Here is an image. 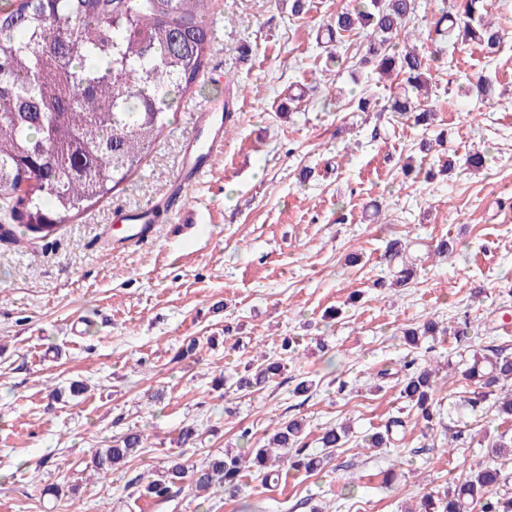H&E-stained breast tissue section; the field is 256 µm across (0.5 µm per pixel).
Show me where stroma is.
Returning a JSON list of instances; mask_svg holds the SVG:
<instances>
[{
	"instance_id": "35a3bbf8",
	"label": "stroma",
	"mask_w": 512,
	"mask_h": 512,
	"mask_svg": "<svg viewBox=\"0 0 512 512\" xmlns=\"http://www.w3.org/2000/svg\"><path fill=\"white\" fill-rule=\"evenodd\" d=\"M351 0H211L213 52L196 91L180 99L158 149L119 192L44 239L0 238V512H405L443 491L460 461L491 464L502 427L469 416L474 440L449 454L444 427L407 425L398 448H363L402 402L407 355L438 368L433 398L447 411L467 385L451 363L469 348L512 351V0H490L503 32L499 51L473 43L432 44L431 20L461 0H416L409 30L430 61L431 125L387 112L399 76L378 79L362 64L353 34L327 63L320 25ZM492 78L487 104L461 88ZM242 87L224 151L188 192L186 214L166 213L144 244L110 249L124 214L164 200L175 179L194 107ZM302 91L289 102L290 90ZM369 99L370 111L357 108ZM485 165L468 167L472 152ZM194 224L185 233L181 223ZM453 242L438 255L441 239ZM401 240L416 264L413 282L385 289V257ZM433 319H466L472 344L403 332ZM84 322L87 332L71 333ZM196 352L175 358L187 337ZM299 357L248 395L215 386L241 362L277 352L283 337ZM386 368L390 376L377 381ZM86 384L72 397L71 382ZM303 380L310 397L294 393ZM346 390H339V383ZM301 419L310 452L324 427L350 424L345 447L312 475L266 489L247 475L237 495L195 497L189 482L155 501L139 496V476L163 472L180 453L194 464L239 448L250 429L258 447L278 423ZM195 425L193 446L176 443ZM136 428L148 446L120 470L86 467L92 449ZM395 470L394 483L384 481ZM354 480L355 491L341 486ZM63 486L64 495L48 487Z\"/></svg>"
}]
</instances>
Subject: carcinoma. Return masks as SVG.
Wrapping results in <instances>:
<instances>
[{
  "label": "carcinoma",
  "instance_id": "cac0c4a2",
  "mask_svg": "<svg viewBox=\"0 0 512 512\" xmlns=\"http://www.w3.org/2000/svg\"><path fill=\"white\" fill-rule=\"evenodd\" d=\"M317 30V37L342 44L360 30L366 38V61L378 74L403 75V94L389 111L426 125L433 112L419 97L429 69L426 56L399 39L414 11L415 0H354ZM209 0H12L0 9V232L19 224L34 238L54 235L61 227L109 198L141 168L165 136L176 101L198 86L213 48L208 25ZM432 42L450 38L496 52L501 33L489 20L487 0H464L461 9L441 12L429 27ZM452 335L467 339V329L439 328L433 320L406 329L409 344L419 338ZM281 356L248 362L240 374L224 379L236 392H252L272 381L293 359L297 344L285 337ZM462 379L478 385L459 409L477 411L512 423V397L496 391L512 380V354L473 351ZM436 372L404 362L400 397L406 415L394 416L384 431L365 438L367 448H386L409 422L434 430L432 395ZM303 423L279 424L261 448L229 449L208 463L175 462L158 479H134L141 492L159 501L192 472L199 493L234 492L251 470L264 485L283 470L312 474L324 457L306 453ZM345 427L325 428V449L349 442ZM147 435L129 430L107 448L91 451L86 467L110 473L138 456ZM492 452L512 459V434L505 431ZM512 477L498 466L462 468L441 493H428L418 512H512Z\"/></svg>",
  "mask_w": 512,
  "mask_h": 512
}]
</instances>
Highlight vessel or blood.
<instances>
[{
    "mask_svg": "<svg viewBox=\"0 0 512 512\" xmlns=\"http://www.w3.org/2000/svg\"><path fill=\"white\" fill-rule=\"evenodd\" d=\"M218 110V105L209 104L194 111L190 132L192 146L182 157L179 174L168 193L169 199L177 201L184 197L187 189L199 180L207 160L223 151V131L211 128L213 115Z\"/></svg>",
    "mask_w": 512,
    "mask_h": 512,
    "instance_id": "vessel-or-blood-1",
    "label": "vessel or blood"
}]
</instances>
